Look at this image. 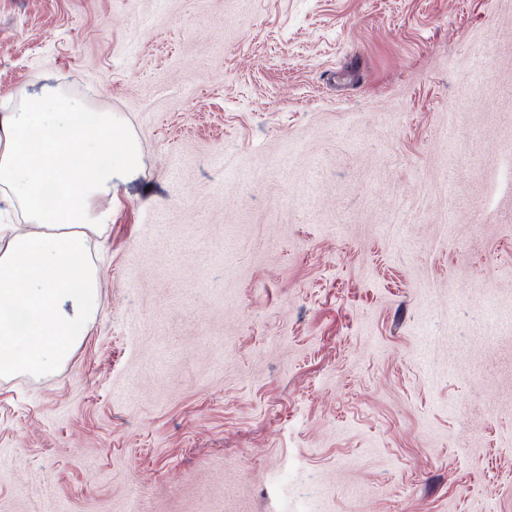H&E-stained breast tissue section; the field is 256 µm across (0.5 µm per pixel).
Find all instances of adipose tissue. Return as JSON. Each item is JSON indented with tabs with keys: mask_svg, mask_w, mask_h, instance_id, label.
Here are the masks:
<instances>
[{
	"mask_svg": "<svg viewBox=\"0 0 512 512\" xmlns=\"http://www.w3.org/2000/svg\"><path fill=\"white\" fill-rule=\"evenodd\" d=\"M135 134L53 86L0 110V379L65 365L93 323L101 196L142 171ZM54 185L46 205L42 189Z\"/></svg>",
	"mask_w": 512,
	"mask_h": 512,
	"instance_id": "adipose-tissue-1",
	"label": "adipose tissue"
}]
</instances>
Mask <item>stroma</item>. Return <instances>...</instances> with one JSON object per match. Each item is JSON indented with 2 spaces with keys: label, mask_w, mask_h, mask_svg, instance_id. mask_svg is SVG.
I'll use <instances>...</instances> for the list:
<instances>
[{
  "label": "stroma",
  "mask_w": 512,
  "mask_h": 512,
  "mask_svg": "<svg viewBox=\"0 0 512 512\" xmlns=\"http://www.w3.org/2000/svg\"><path fill=\"white\" fill-rule=\"evenodd\" d=\"M144 168L0 512H512V0H0Z\"/></svg>",
  "instance_id": "1"
}]
</instances>
